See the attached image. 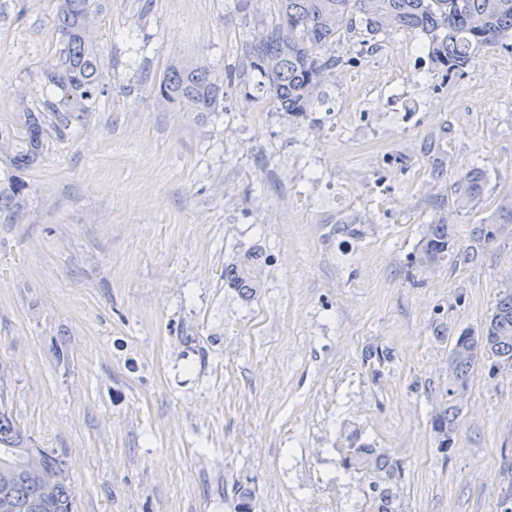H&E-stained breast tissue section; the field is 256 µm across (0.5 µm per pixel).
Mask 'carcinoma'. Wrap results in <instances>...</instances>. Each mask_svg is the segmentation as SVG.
Masks as SVG:
<instances>
[{
	"instance_id": "1",
	"label": "carcinoma",
	"mask_w": 512,
	"mask_h": 512,
	"mask_svg": "<svg viewBox=\"0 0 512 512\" xmlns=\"http://www.w3.org/2000/svg\"><path fill=\"white\" fill-rule=\"evenodd\" d=\"M93 0H56L55 30L58 50L43 68L45 83L59 100L50 113L26 109L18 135L0 128V157L19 169L31 165L48 143L49 119L67 126L73 118L93 111L107 92L102 82V50L88 37ZM271 19L258 21L266 36L241 43L233 70L237 86L248 103H262L294 117L305 115L322 97L324 72L336 66V57L324 49L345 32L374 37L382 32L419 30L430 36L432 62L446 76L460 77L482 53L512 36V0H272ZM160 104L204 115L224 109V90L212 79L202 59L174 56L154 82ZM484 172L470 168L454 182V203L470 209L478 202ZM512 226V193L498 200L490 221L478 227L491 244ZM453 230L432 221L425 225L421 247L413 263L426 267L448 255ZM494 356L512 361V291L501 294L479 333L465 330L454 337L448 358L446 400L433 417L441 447L451 445L459 415L458 394L466 391L476 366ZM33 447L10 411L0 404V495L8 493L11 512H74L75 499L63 462L44 452L56 480L47 485L40 475L22 469ZM372 449L358 446L345 456L346 468L362 470L368 479L371 512H390L395 473L381 465Z\"/></svg>"
}]
</instances>
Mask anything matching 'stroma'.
<instances>
[{
  "label": "stroma",
  "mask_w": 512,
  "mask_h": 512,
  "mask_svg": "<svg viewBox=\"0 0 512 512\" xmlns=\"http://www.w3.org/2000/svg\"><path fill=\"white\" fill-rule=\"evenodd\" d=\"M233 0H97L108 94L51 130L19 220L0 213V397L62 459L75 512H364L344 470L365 444L401 473L392 512H512V362L485 360L451 448L431 418L452 336L512 290V229L476 228L512 193V50L419 89V112L343 96L393 68L418 31L346 34L305 116L256 118L228 83L252 15ZM54 0H0V128L45 109ZM203 58L224 86L208 115L156 103L168 58ZM485 173L470 210L458 173ZM357 209L360 234L342 230ZM455 244L415 269L422 226ZM255 265L247 293L230 269Z\"/></svg>",
  "instance_id": "stroma-1"
}]
</instances>
